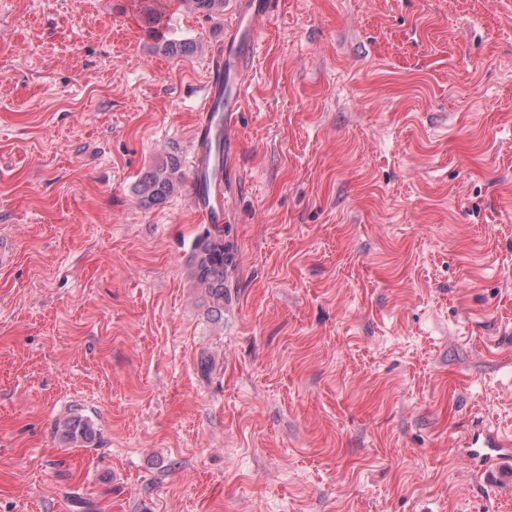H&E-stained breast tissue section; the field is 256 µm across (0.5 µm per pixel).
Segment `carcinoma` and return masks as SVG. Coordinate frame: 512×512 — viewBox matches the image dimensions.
Here are the masks:
<instances>
[{"label": "carcinoma", "mask_w": 512, "mask_h": 512, "mask_svg": "<svg viewBox=\"0 0 512 512\" xmlns=\"http://www.w3.org/2000/svg\"><path fill=\"white\" fill-rule=\"evenodd\" d=\"M145 13L149 34L163 45L165 51L171 54L187 53L186 44L171 37L169 28L164 23V7L158 0H150L145 5ZM183 179L181 162L178 156L171 154L162 158L140 177L136 191L144 204L161 205L177 191ZM230 235L229 225H210L188 257L190 278L195 287L204 291L211 313L224 311V299L228 297L226 276L238 263L237 247ZM54 429L59 439L70 445L87 443L95 435L93 427L78 418L59 420Z\"/></svg>", "instance_id": "1"}]
</instances>
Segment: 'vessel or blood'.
I'll return each mask as SVG.
<instances>
[{"mask_svg":"<svg viewBox=\"0 0 512 512\" xmlns=\"http://www.w3.org/2000/svg\"><path fill=\"white\" fill-rule=\"evenodd\" d=\"M236 9L231 24L224 31V41L212 58L210 76L203 98V112L208 127L223 133L225 153L237 147V125L242 110L248 65L257 53L263 25L273 16L275 0H234ZM227 172H217L209 186L194 185L192 201L208 223H223ZM471 458L484 471L499 470L512 460V438L487 433L471 439Z\"/></svg>","mask_w":512,"mask_h":512,"instance_id":"obj_1","label":"vessel or blood"}]
</instances>
